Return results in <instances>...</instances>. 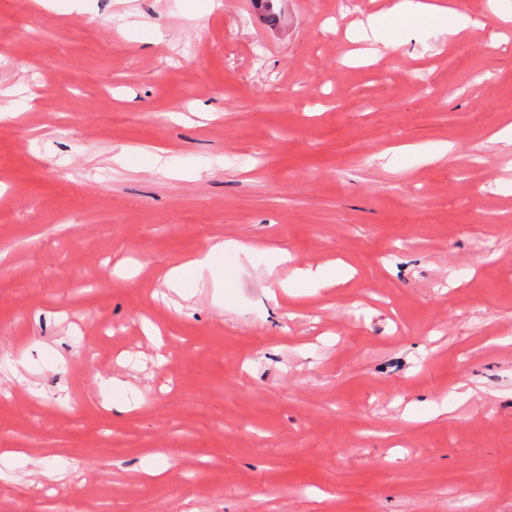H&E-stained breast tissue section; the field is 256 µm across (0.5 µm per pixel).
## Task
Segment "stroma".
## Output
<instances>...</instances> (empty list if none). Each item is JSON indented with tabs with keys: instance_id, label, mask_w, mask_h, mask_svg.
<instances>
[{
	"instance_id": "35a3bbf8",
	"label": "stroma",
	"mask_w": 512,
	"mask_h": 512,
	"mask_svg": "<svg viewBox=\"0 0 512 512\" xmlns=\"http://www.w3.org/2000/svg\"><path fill=\"white\" fill-rule=\"evenodd\" d=\"M222 2L0 0V512H512V22L353 64L382 0ZM250 251H252L251 246L236 240L215 242L192 257L185 264L171 268L165 274V284L167 288L183 297L186 294L183 286L185 283V276L188 272L194 273L204 269H211V267L214 266L221 257H224V253L226 252L247 254ZM337 267L342 271L340 278L336 277V264L317 266L316 268L298 267L293 271V275L288 281L280 283V288L287 293H290L293 288H310L314 292L320 288H328L350 276V271L346 265L340 264Z\"/></svg>"
}]
</instances>
